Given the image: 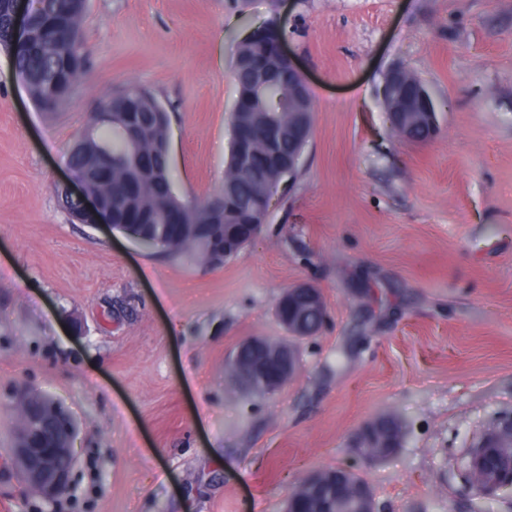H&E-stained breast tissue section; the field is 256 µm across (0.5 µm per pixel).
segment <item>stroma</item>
Listing matches in <instances>:
<instances>
[{
    "label": "stroma",
    "mask_w": 512,
    "mask_h": 512,
    "mask_svg": "<svg viewBox=\"0 0 512 512\" xmlns=\"http://www.w3.org/2000/svg\"><path fill=\"white\" fill-rule=\"evenodd\" d=\"M271 24L308 78L313 132L261 234L220 266L82 224L56 189L97 100L132 82L171 114L174 193H222L238 41ZM89 73L41 111L0 48V512H282L310 472L346 467L376 512H512L459 459L512 418V0H89ZM412 71L443 108L404 139L378 95ZM328 318L270 395L225 362L280 337L281 292ZM57 397L77 465L54 504L9 458L19 385ZM393 414L397 451L358 429ZM377 427L386 431L391 439L393 440V445L389 446L387 439L383 436L374 433L372 437L367 441H361L360 448H368L367 452L363 453L365 456L369 458H379V452L374 450V448H379L381 451V458H386L395 453L397 448L400 447L402 438H403V425L398 417L387 415L384 417H380L375 420Z\"/></svg>",
    "instance_id": "stroma-1"
}]
</instances>
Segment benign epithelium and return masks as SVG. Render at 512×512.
Here are the masks:
<instances>
[{
  "instance_id": "1",
  "label": "benign epithelium",
  "mask_w": 512,
  "mask_h": 512,
  "mask_svg": "<svg viewBox=\"0 0 512 512\" xmlns=\"http://www.w3.org/2000/svg\"><path fill=\"white\" fill-rule=\"evenodd\" d=\"M275 48L280 61L287 68L288 83L294 95L312 102L308 81L294 58L283 48V39H278ZM388 111L394 113L396 122L403 121L409 111L410 87L404 74L398 68L391 69L381 90ZM277 132L267 129L265 146L255 149L251 146L252 132L246 127L234 131L238 141L241 163L250 168L266 166L272 157ZM71 179L79 186L75 195L66 186L59 188L64 202L77 206L76 219L84 224H109L147 245H154L141 223H112V206L97 194L86 192L82 177L72 174ZM251 233L243 235L235 225L224 226V253L235 254L251 243L260 233L262 225L250 224ZM313 311L327 319V308L319 289L307 283H300L283 290L276 302L274 313L286 337L278 340L266 336H251L243 340L229 360L228 370L233 379L245 378L249 388L259 394L278 391L298 371L299 357L295 342L316 335L317 326L303 322L304 313ZM16 415L12 463L21 475L28 490L45 503L51 504L56 496L66 489L76 464L74 440L76 422L71 414L57 401L48 400L27 389L18 391L13 402ZM512 434V420L488 432L480 443L471 448L463 474L466 482L476 494L494 497L500 491L512 489V456L503 462L498 454L499 439L503 431ZM389 446L387 439L373 434L360 447L367 449L365 456L379 457L377 449ZM329 490L338 497H356L361 501L357 512H375L374 497L370 486L349 483L341 474H330L322 468L312 472L288 492L283 512H338L316 501L317 493Z\"/></svg>"
}]
</instances>
